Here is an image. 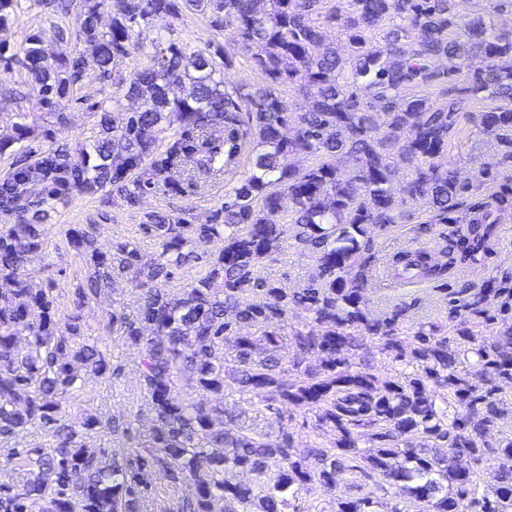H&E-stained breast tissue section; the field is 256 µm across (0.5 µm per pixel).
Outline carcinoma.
Masks as SVG:
<instances>
[{
	"label": "carcinoma",
	"instance_id": "carcinoma-1",
	"mask_svg": "<svg viewBox=\"0 0 512 512\" xmlns=\"http://www.w3.org/2000/svg\"><path fill=\"white\" fill-rule=\"evenodd\" d=\"M53 15H75L76 29L55 27L93 48L105 78L114 63L143 46L140 27L159 15L200 12L229 27L233 46L250 54L262 82L224 86L232 54L210 48L189 52L170 41L149 65L119 79L125 97L139 102L126 112L96 102L98 135L91 147L61 144L16 114L12 137L0 154L14 161L0 178V436L33 427L45 442L20 453L23 476L0 485V512H142L159 474L184 491L176 512H282L286 495L318 481L336 486L345 472L367 468L380 477L376 491L393 495L388 512H512V470H500L481 488L477 467L512 458V431L491 445V427L505 417L503 387L512 386V286L491 279L453 307L461 316L452 335L420 326L412 338L396 333L401 312L371 316L364 309L374 267L370 226L387 231L402 218L408 199L423 200L432 224H467L441 235L439 263L425 248L393 256L398 278L439 279L450 268L472 265L491 247L496 224L512 213V180L484 193L464 184L448 160L464 100L480 94L499 105L477 116L478 126L512 162V31L494 33L479 21L457 26L452 0H348L344 36L349 59L328 41L324 0H35ZM26 0H0V26ZM112 10L109 27L101 12ZM380 38L381 46L368 43ZM444 58L447 66L433 67ZM26 71L37 103L65 127L63 100L85 71L76 53L57 60L39 34L0 59ZM419 85L442 88V102L411 94ZM292 86L307 109L288 111L281 89ZM383 120H377V116ZM178 128L159 149L164 123ZM258 143L252 175L235 182L244 151ZM319 162L299 170L293 154ZM193 156L190 171L185 157ZM414 166L399 177L394 157ZM344 160L350 173L340 171ZM175 193L225 181L224 203L204 224L160 211L145 214L144 234L157 239L156 256L135 241L112 252L94 246L90 233L65 230L67 244L85 254L87 272L75 288L73 309L59 318L54 288L33 287L28 269L45 244L51 202L77 189L96 194L110 186L132 207L143 205L158 182ZM288 213V223L272 219ZM313 254L316 275L297 288L260 276L282 252L284 235ZM223 246L203 273L174 291L175 271L199 259L197 243ZM118 280L138 291L136 314L112 311L118 340L140 350L135 364L144 409L138 418L68 412L84 377L110 373L111 357L87 332L82 308ZM303 309L311 321L292 332L290 366L278 355L289 314ZM496 326L478 347L469 318ZM256 328L260 334L244 332ZM378 341L385 360L409 356L413 370L379 381L358 366L365 337ZM456 344L451 351L448 345ZM470 361V368L459 364ZM277 412L293 405L314 413L327 444L297 448L244 424L224 406L228 385ZM453 417H448L449 411ZM99 428L120 440L111 458L89 445ZM446 452L440 453L438 449ZM277 471L263 487L235 482L240 471ZM372 497L348 499L338 512H372Z\"/></svg>",
	"mask_w": 512,
	"mask_h": 512
}]
</instances>
